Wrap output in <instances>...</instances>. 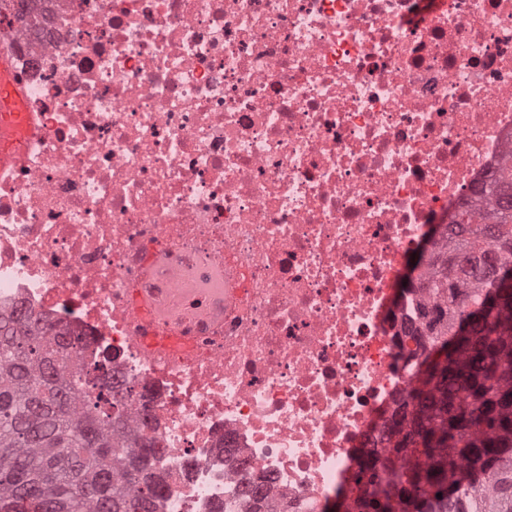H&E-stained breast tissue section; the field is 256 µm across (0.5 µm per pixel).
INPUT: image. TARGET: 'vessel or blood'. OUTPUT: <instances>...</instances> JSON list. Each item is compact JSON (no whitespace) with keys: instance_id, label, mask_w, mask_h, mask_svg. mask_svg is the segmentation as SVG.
Here are the masks:
<instances>
[{"instance_id":"obj_1","label":"vessel or blood","mask_w":512,"mask_h":512,"mask_svg":"<svg viewBox=\"0 0 512 512\" xmlns=\"http://www.w3.org/2000/svg\"><path fill=\"white\" fill-rule=\"evenodd\" d=\"M42 135L36 113L27 106L24 87L15 77L10 55L0 49V174L20 168L29 145ZM129 309L140 321L136 341L144 353L164 356L191 348V337L165 328L167 316L150 296L139 295Z\"/></svg>"}]
</instances>
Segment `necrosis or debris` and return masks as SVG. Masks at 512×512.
Segmentation results:
<instances>
[{"mask_svg":"<svg viewBox=\"0 0 512 512\" xmlns=\"http://www.w3.org/2000/svg\"><path fill=\"white\" fill-rule=\"evenodd\" d=\"M44 130L0 179V311L81 337L153 439L155 512H323L417 381L398 267L512 162V0H0ZM224 275L188 306L187 281ZM193 348L153 361L125 301Z\"/></svg>","mask_w":512,"mask_h":512,"instance_id":"obj_1","label":"necrosis or debris"}]
</instances>
